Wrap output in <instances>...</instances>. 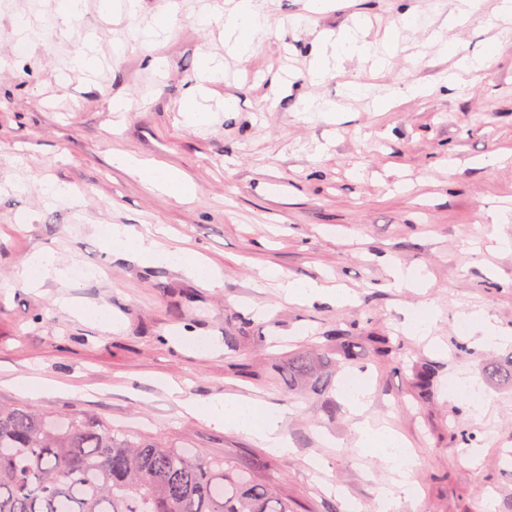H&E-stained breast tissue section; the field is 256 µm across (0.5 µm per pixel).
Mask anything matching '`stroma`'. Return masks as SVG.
<instances>
[{"mask_svg": "<svg viewBox=\"0 0 512 512\" xmlns=\"http://www.w3.org/2000/svg\"><path fill=\"white\" fill-rule=\"evenodd\" d=\"M500 0L452 26L456 0H336L310 15L306 0H257L268 34L239 57L222 22L199 14L227 0H138L135 15L103 12L85 0L68 29L56 26L58 0H0V403L49 415L85 412L104 428L161 438L210 460L249 469L287 494L295 512H376L393 473L360 450L355 417L342 401L331 337H351L373 389L364 413L401 435L418 454L417 495L402 512H512V477L499 464L512 452V389L483 386L474 410L448 396L458 377L482 379L484 348L459 327L475 311L512 333V28L489 26ZM414 10V27L403 14ZM166 28H157L159 15ZM365 21V41L391 33L399 50L383 70L345 59L336 76L311 83L310 60L324 36ZM456 35L457 54L442 43ZM94 49L96 75L73 57ZM224 64V80L199 97L211 121L186 123L183 106L200 57ZM486 59L473 81L446 79L458 56ZM357 80L362 94L344 83ZM418 84L423 94L407 95ZM399 104L377 110L379 101ZM127 101L126 111L113 109ZM164 165L190 179L189 198L146 185L114 153ZM75 189L65 202L46 188ZM161 229L160 240L217 265L211 287L180 268L108 252V225ZM53 251L64 266L97 276L34 289L15 277L19 263ZM422 273L418 288L391 287L393 266ZM299 282L329 281L355 294L344 305L286 300L268 268ZM107 306L117 330L62 311L57 299ZM429 339L410 334L422 311ZM213 351H196L198 337ZM395 351L373 360V337ZM323 346L329 388L288 381V359ZM432 365L433 393L414 396L415 368ZM64 381L33 399L15 377ZM173 380L199 403L212 396L251 399L286 410L281 455L258 440L182 412L161 388ZM474 430L483 450L469 466L457 426Z\"/></svg>", "mask_w": 512, "mask_h": 512, "instance_id": "1", "label": "stroma"}]
</instances>
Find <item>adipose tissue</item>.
<instances>
[{
    "mask_svg": "<svg viewBox=\"0 0 512 512\" xmlns=\"http://www.w3.org/2000/svg\"><path fill=\"white\" fill-rule=\"evenodd\" d=\"M224 28L227 42L238 53L243 54L253 48L263 30L255 0H237ZM113 163L121 168L135 169L144 183L167 194L190 197L195 192L192 182L176 170L144 164L127 155L114 156ZM106 244L111 251L131 253L149 263L178 266L209 285L223 279L221 270L201 265L183 252L163 248L124 224L109 225ZM164 388L167 393L176 396L179 406L186 413L204 415L215 426L252 436L276 453H290L291 445L281 431L283 413H262L249 401L221 395L213 396L202 406L195 398L184 396L182 388L175 383H165ZM356 433L361 448L375 451L391 463L395 479L392 487L381 490L378 512H397L401 504L400 495L407 492L410 475L419 465L417 455L394 432L373 426L369 421L358 422Z\"/></svg>",
    "mask_w": 512,
    "mask_h": 512,
    "instance_id": "ef3b65f1",
    "label": "adipose tissue"
}]
</instances>
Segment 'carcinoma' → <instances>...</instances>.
Instances as JSON below:
<instances>
[{
    "instance_id": "obj_1",
    "label": "carcinoma",
    "mask_w": 512,
    "mask_h": 512,
    "mask_svg": "<svg viewBox=\"0 0 512 512\" xmlns=\"http://www.w3.org/2000/svg\"><path fill=\"white\" fill-rule=\"evenodd\" d=\"M345 364L358 360L347 336L336 337ZM313 351L288 361V380L320 385ZM484 374L512 382V361L491 357ZM433 382L415 372L423 398ZM0 512H292L270 485L232 463L212 461L158 440L132 439L73 414L57 421L20 405H0Z\"/></svg>"
}]
</instances>
